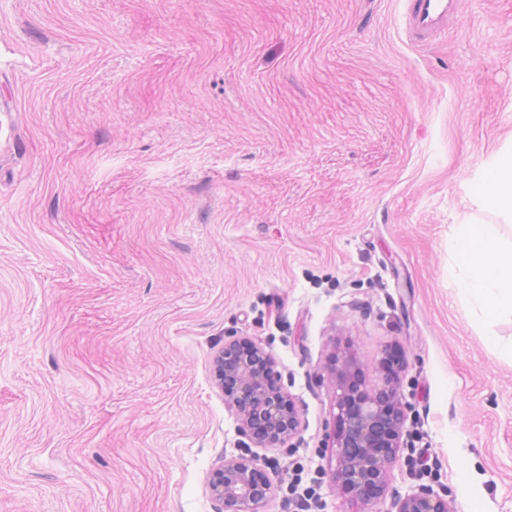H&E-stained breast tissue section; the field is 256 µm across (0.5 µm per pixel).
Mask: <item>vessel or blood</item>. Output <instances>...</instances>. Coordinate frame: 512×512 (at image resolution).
I'll use <instances>...</instances> for the list:
<instances>
[{"label": "vessel or blood", "mask_w": 512, "mask_h": 512, "mask_svg": "<svg viewBox=\"0 0 512 512\" xmlns=\"http://www.w3.org/2000/svg\"><path fill=\"white\" fill-rule=\"evenodd\" d=\"M403 33L414 48H432L463 12L468 0H402Z\"/></svg>", "instance_id": "obj_1"}]
</instances>
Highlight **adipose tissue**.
<instances>
[{
  "label": "adipose tissue",
  "instance_id": "obj_1",
  "mask_svg": "<svg viewBox=\"0 0 512 512\" xmlns=\"http://www.w3.org/2000/svg\"><path fill=\"white\" fill-rule=\"evenodd\" d=\"M479 192L489 211L512 214V159L492 161ZM448 275L459 279L469 305L482 318L512 312V241L492 225L459 226Z\"/></svg>",
  "mask_w": 512,
  "mask_h": 512
}]
</instances>
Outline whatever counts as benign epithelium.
<instances>
[{
  "mask_svg": "<svg viewBox=\"0 0 512 512\" xmlns=\"http://www.w3.org/2000/svg\"><path fill=\"white\" fill-rule=\"evenodd\" d=\"M241 341L224 343L214 359V377L224 399L241 420L245 434L261 447L295 438L301 415L293 397L280 384L276 363L261 345L248 352ZM327 379L336 393V491L353 495L365 505L382 498L390 471L403 448L407 406L398 382L385 377L369 387L349 359L333 365ZM208 487L221 504L218 512H260L271 495V484L256 456L222 459L211 469ZM391 512H456L445 492L420 485L394 499Z\"/></svg>",
  "mask_w": 512,
  "mask_h": 512,
  "instance_id": "7a95c632",
  "label": "benign epithelium"
}]
</instances>
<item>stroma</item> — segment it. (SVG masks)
<instances>
[{
	"instance_id": "obj_1",
	"label": "stroma",
	"mask_w": 512,
	"mask_h": 512,
	"mask_svg": "<svg viewBox=\"0 0 512 512\" xmlns=\"http://www.w3.org/2000/svg\"><path fill=\"white\" fill-rule=\"evenodd\" d=\"M401 0H0V512H218L255 453L262 512L335 491L348 353L403 361L418 485L512 512V317L448 276L457 227L512 221L477 185L512 152V0L407 44ZM262 344L301 410L255 448L213 378ZM208 487L222 506L218 512H260L272 488L254 455L218 461L211 469Z\"/></svg>"
}]
</instances>
